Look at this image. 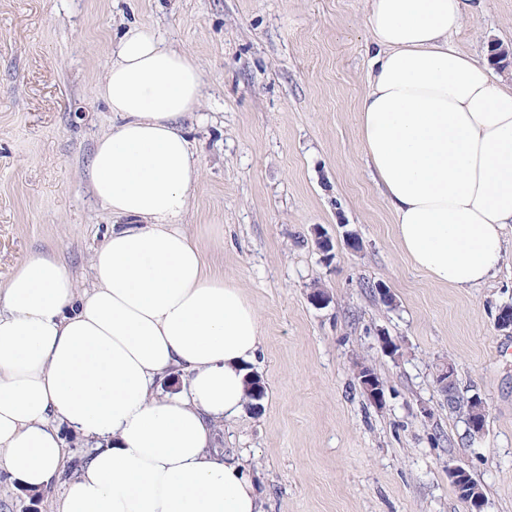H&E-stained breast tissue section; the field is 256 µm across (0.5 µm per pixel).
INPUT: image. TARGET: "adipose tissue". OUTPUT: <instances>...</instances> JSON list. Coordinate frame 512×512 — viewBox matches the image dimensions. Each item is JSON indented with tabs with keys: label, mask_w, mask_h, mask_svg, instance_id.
<instances>
[{
	"label": "adipose tissue",
	"mask_w": 512,
	"mask_h": 512,
	"mask_svg": "<svg viewBox=\"0 0 512 512\" xmlns=\"http://www.w3.org/2000/svg\"><path fill=\"white\" fill-rule=\"evenodd\" d=\"M463 0H366L373 56L358 105L366 161L403 253L430 280L493 278L512 225V83L451 41ZM193 56L129 27L99 87L115 120L90 181L120 221L80 290L51 257L0 290V472L56 512H264L251 469L212 451L249 397L260 318L179 228L200 168L181 121ZM183 389L161 393L172 369ZM95 439L63 476L61 427Z\"/></svg>",
	"instance_id": "ef3b65f1"
}]
</instances>
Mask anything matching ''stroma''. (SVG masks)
Segmentation results:
<instances>
[{
  "label": "stroma",
  "mask_w": 512,
  "mask_h": 512,
  "mask_svg": "<svg viewBox=\"0 0 512 512\" xmlns=\"http://www.w3.org/2000/svg\"><path fill=\"white\" fill-rule=\"evenodd\" d=\"M132 24L203 72L184 120L200 179L181 227L260 316L264 396L219 425L215 449L248 462L266 512H468L452 465L482 488L483 512H512V334L496 322L512 305V242L496 276L464 290L403 255L359 137L365 0H0V289L43 255L94 283L114 223L89 180L112 125L98 87ZM454 43L480 59L512 49V0H481ZM447 361L459 393L485 403L480 435L434 383ZM363 365L384 405L364 393ZM57 497L30 500L0 473V512H55ZM359 381L372 403L381 406L385 400L384 384L379 377L371 371L361 368L358 372Z\"/></svg>",
  "instance_id": "stroma-1"
}]
</instances>
